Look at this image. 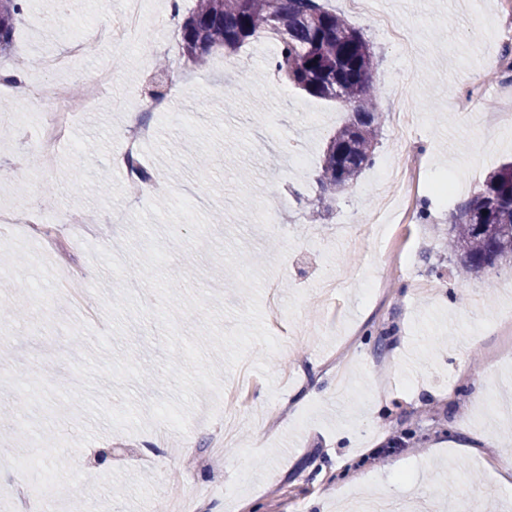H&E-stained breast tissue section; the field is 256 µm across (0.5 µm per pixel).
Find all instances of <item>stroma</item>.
Listing matches in <instances>:
<instances>
[{"label":"stroma","instance_id":"1","mask_svg":"<svg viewBox=\"0 0 512 512\" xmlns=\"http://www.w3.org/2000/svg\"><path fill=\"white\" fill-rule=\"evenodd\" d=\"M399 16L413 54L351 13L345 0H323L370 44L381 106L407 99L420 116L410 138L398 140L382 116L374 163L335 197L317 182L329 136L347 113L273 73V48L263 37L236 54L211 51L205 67L170 66L173 111L154 112L148 86L157 61L181 55L179 19L167 39L153 27L116 51L91 46L78 75L44 73L45 87L69 86L101 67L115 74L112 91L76 113L53 161L43 165L35 133L10 128L19 103L0 86V210L55 212L76 218L51 239L13 225L0 245V307H22V319L0 323V495L20 488L45 512H73L75 495L94 512H169L194 501L205 512H336L329 492L349 499L428 504L446 512L478 503L482 512H512V485L501 486L497 464L512 458V423L495 405L512 401V348L501 315L512 314V292L462 274L448 250V226L460 205L494 169L512 160V121L485 125L501 107V86L512 73L496 67L500 47L493 0H376ZM126 0H83L71 25L52 22L56 0H25L15 22L13 56L29 67L63 52L74 28L120 14ZM248 58L247 73L228 68ZM259 85L261 99L225 104L234 85ZM155 129L142 163L162 191L201 197L202 214L222 212L199 246L187 223L171 238L155 214L148 225L171 255L163 272L171 290H193L204 310L177 316L179 331L198 338L205 310L221 312V330L252 295L239 282L238 255L261 278L263 311L278 307L288 323L280 350L255 345L244 360L256 379L242 412L226 419L223 398L195 385L198 407L187 433L155 423L152 400L166 387L144 389L140 370L161 373L167 361L186 366L183 351L167 354L156 317L128 318L125 334L108 332L105 301L143 270L148 239L135 220L146 201L128 199L119 165L128 113ZM402 154L421 170L413 217L387 233L370 227L362 250L336 237L342 224H361L374 205V184L386 160ZM295 222L282 231L267 223L271 206ZM336 275L324 297L319 285ZM199 339V338H198ZM488 437L472 455L462 443ZM400 439L399 451L380 447ZM223 448L215 457V448ZM184 449L180 459L170 451ZM465 475L449 480L448 473Z\"/></svg>","mask_w":512,"mask_h":512}]
</instances>
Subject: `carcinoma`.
<instances>
[{"label":"carcinoma","instance_id":"carcinoma-1","mask_svg":"<svg viewBox=\"0 0 512 512\" xmlns=\"http://www.w3.org/2000/svg\"><path fill=\"white\" fill-rule=\"evenodd\" d=\"M21 11L22 0H0V56L7 54ZM267 31L278 39L271 60L278 73L351 112L327 143L318 174L323 193L333 196L373 163L381 116L373 54L362 34L321 0H196L181 26L182 49L202 66L212 49L234 51ZM448 245L463 272L476 278L512 260V162L461 205Z\"/></svg>","mask_w":512,"mask_h":512}]
</instances>
